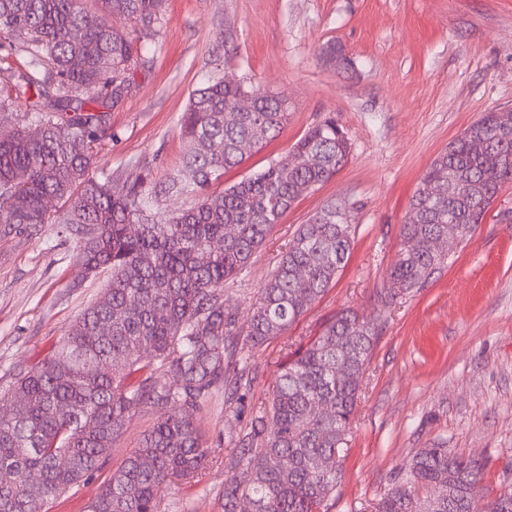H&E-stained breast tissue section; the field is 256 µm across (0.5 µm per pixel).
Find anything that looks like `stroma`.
I'll use <instances>...</instances> for the list:
<instances>
[{"instance_id": "35a3bbf8", "label": "stroma", "mask_w": 512, "mask_h": 512, "mask_svg": "<svg viewBox=\"0 0 512 512\" xmlns=\"http://www.w3.org/2000/svg\"><path fill=\"white\" fill-rule=\"evenodd\" d=\"M163 14L152 63L131 70L130 92L107 110L95 172L137 167L160 195L155 210L188 207L162 195L180 167L181 116L192 90L232 75L285 96L291 110L279 136L226 172L225 184L279 158L329 113L352 142L348 163L302 196L246 272L225 282L240 330L300 224L345 201L354 239L345 268L284 335L256 347L239 339L243 404L219 393L197 416L204 447L221 455L194 479L172 480L162 512H222L224 476L252 446V420L269 408L281 365L344 307L373 318L380 335L342 453L344 482L323 512H371L403 461L442 437L485 462V496L512 486V183L428 284L390 305L380 298L424 170L481 112L512 107V0H165ZM74 254L55 224L26 239L0 235V390L17 365L47 357L104 287L107 274L86 278ZM155 420L154 409L137 410L91 479L49 512H85Z\"/></svg>"}]
</instances>
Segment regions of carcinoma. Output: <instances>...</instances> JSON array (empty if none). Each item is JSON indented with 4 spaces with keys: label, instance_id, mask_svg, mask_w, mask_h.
Listing matches in <instances>:
<instances>
[{
    "label": "carcinoma",
    "instance_id": "1",
    "mask_svg": "<svg viewBox=\"0 0 512 512\" xmlns=\"http://www.w3.org/2000/svg\"><path fill=\"white\" fill-rule=\"evenodd\" d=\"M100 2L103 13L92 15L83 0H0V59H25L0 81V111L14 115L0 131V231L30 235L61 224L88 275L109 272L51 355L18 372L0 396V512H42L85 483L144 406L159 412L153 429L88 512H160L171 478L194 477L216 455L202 446L194 415L237 363L224 282L246 271L273 225L352 150L328 116L280 159L210 191L288 119L287 99L216 78L190 96L181 169L165 185L193 204L157 216L141 175L91 173L106 127L105 114L87 106L121 99L129 71L152 60V43L134 41L112 18L137 16L152 31L163 0ZM503 128L512 133V108L487 109L426 168L384 301L424 287L447 260L440 246L448 234L476 230L512 182V137H497ZM349 209L331 202L300 225L255 299L251 345L284 334L330 287L352 246ZM378 335L374 322L343 308L281 366L270 411L255 419L257 447L240 449L238 470L224 480V512H239L243 500L255 512H320L344 478L341 452ZM484 467L444 445L421 448L372 512H512L511 487L481 498Z\"/></svg>",
    "mask_w": 512,
    "mask_h": 512
}]
</instances>
